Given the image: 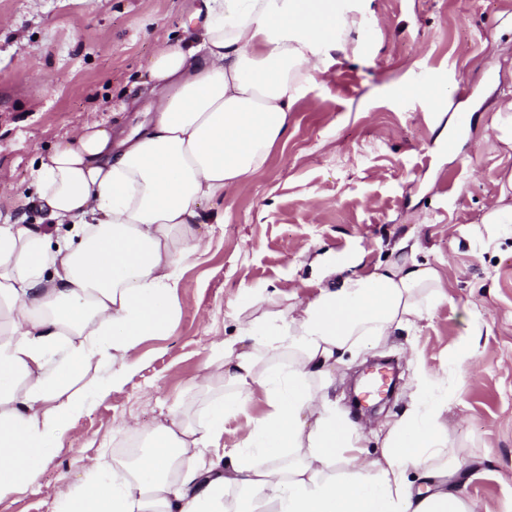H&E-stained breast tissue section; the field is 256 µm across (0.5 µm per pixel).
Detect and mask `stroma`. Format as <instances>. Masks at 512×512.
Masks as SVG:
<instances>
[{
  "label": "stroma",
  "mask_w": 512,
  "mask_h": 512,
  "mask_svg": "<svg viewBox=\"0 0 512 512\" xmlns=\"http://www.w3.org/2000/svg\"><path fill=\"white\" fill-rule=\"evenodd\" d=\"M189 0H0V215L41 217L32 169L74 127L114 113L161 40L180 34ZM361 52L307 85L288 136L262 169L224 200L205 204V252L188 263L170 336L145 340L136 373L56 439L40 487L0 499V512H58L86 468L123 448L127 424L149 428L176 403L214 343L236 333L235 312L261 295L306 297L330 256L366 274L398 243L420 240L419 261L448 282V300L417 328L361 350L330 398L349 411L350 384L370 357L398 361L402 384L366 421L367 457L410 401L418 366L451 384L449 444L478 459L465 494L481 512H512V226L495 244L477 230L512 170L491 122L512 97V0H372ZM471 95L457 96L461 86ZM478 324L479 340L469 327Z\"/></svg>",
  "instance_id": "stroma-1"
}]
</instances>
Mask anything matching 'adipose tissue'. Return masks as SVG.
Instances as JSON below:
<instances>
[{
	"label": "adipose tissue",
	"mask_w": 512,
	"mask_h": 512,
	"mask_svg": "<svg viewBox=\"0 0 512 512\" xmlns=\"http://www.w3.org/2000/svg\"><path fill=\"white\" fill-rule=\"evenodd\" d=\"M362 13L336 0H201L185 36L146 69L149 121L77 127L33 172L46 221L0 224V497L35 486L55 439L169 335L190 258L205 251L203 203L267 162L305 84L347 54ZM366 274L328 267L309 299L241 305L193 386L136 430L131 462L94 463L60 512H478L459 487L476 462L448 448V376L420 370L380 457L328 392L346 354L411 330L446 301L440 271L403 239ZM268 410L242 447L207 453L255 392Z\"/></svg>",
	"instance_id": "adipose-tissue-1"
}]
</instances>
